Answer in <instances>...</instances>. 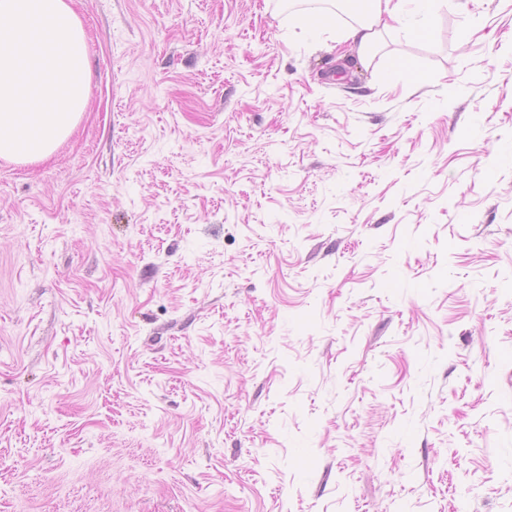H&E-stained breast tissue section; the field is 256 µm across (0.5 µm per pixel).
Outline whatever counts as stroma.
Returning <instances> with one entry per match:
<instances>
[{
  "mask_svg": "<svg viewBox=\"0 0 512 512\" xmlns=\"http://www.w3.org/2000/svg\"><path fill=\"white\" fill-rule=\"evenodd\" d=\"M0 159V512H512V0L370 58L291 0H72Z\"/></svg>",
  "mask_w": 512,
  "mask_h": 512,
  "instance_id": "1",
  "label": "stroma"
}]
</instances>
